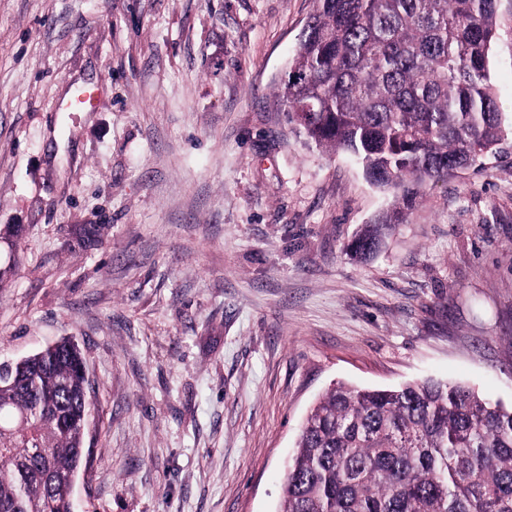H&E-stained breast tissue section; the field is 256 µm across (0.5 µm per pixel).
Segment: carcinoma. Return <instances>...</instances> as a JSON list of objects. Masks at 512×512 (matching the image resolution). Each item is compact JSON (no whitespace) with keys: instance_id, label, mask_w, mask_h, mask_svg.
I'll return each mask as SVG.
<instances>
[{"instance_id":"carcinoma-1","label":"carcinoma","mask_w":512,"mask_h":512,"mask_svg":"<svg viewBox=\"0 0 512 512\" xmlns=\"http://www.w3.org/2000/svg\"><path fill=\"white\" fill-rule=\"evenodd\" d=\"M498 2L317 0L279 96L289 123L397 192L355 239V259L379 249L427 183L512 135L489 68ZM86 368L68 338L0 362V512H68ZM279 512H512V407L434 380L338 383L300 428Z\"/></svg>"}]
</instances>
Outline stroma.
I'll list each match as a JSON object with an SVG mask.
<instances>
[{
    "label": "stroma",
    "instance_id": "obj_1",
    "mask_svg": "<svg viewBox=\"0 0 512 512\" xmlns=\"http://www.w3.org/2000/svg\"><path fill=\"white\" fill-rule=\"evenodd\" d=\"M316 0H0V360L67 337L77 512H276L335 382L512 404V139L394 194L277 95ZM512 113V37L490 57Z\"/></svg>",
    "mask_w": 512,
    "mask_h": 512
}]
</instances>
